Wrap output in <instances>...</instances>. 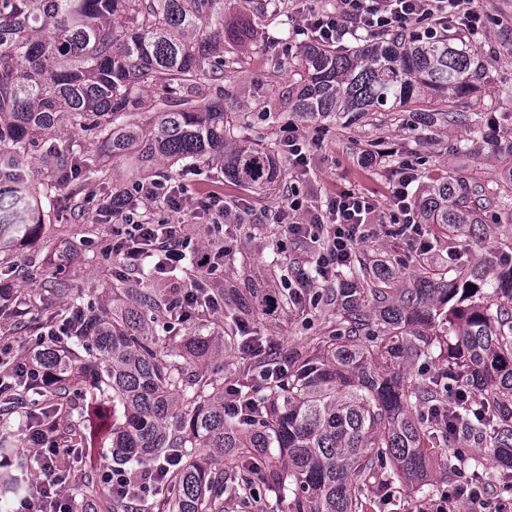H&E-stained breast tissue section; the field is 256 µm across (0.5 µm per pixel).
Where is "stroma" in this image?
<instances>
[{
  "mask_svg": "<svg viewBox=\"0 0 512 512\" xmlns=\"http://www.w3.org/2000/svg\"><path fill=\"white\" fill-rule=\"evenodd\" d=\"M266 0H254L251 9L241 7V0H219L225 29L251 22L257 34L243 44L225 43V57L234 59V67L224 71V87L243 104L240 136L250 138L273 151H281L289 129H297L310 146L305 173L284 166L274 189L269 192L246 190L225 178L222 170L207 161L193 168L175 166L167 176L182 182L188 202L184 212L169 215L173 224H181L193 239L207 241L210 218L199 208L209 191L223 194L228 209L226 234L237 239L238 247L224 258L223 273L207 279L210 288H261L282 292L288 279L308 269L306 253L289 244L283 227L273 220L284 187L292 185L304 205H320L325 196L355 190L387 206L388 197L400 165L409 163L418 179L412 184L414 195H422L430 178L459 165L482 183L490 185L499 177L500 158L491 149L492 141L512 135V59L505 50L512 45V0H480L484 27L477 36L486 60V79L479 98L487 104L478 112L475 100L461 99L456 107L472 112L486 131L475 143L466 161L449 153L448 141L453 133L446 125L427 126L415 111L383 110L366 121L314 124L298 120L288 109V90L295 76L293 62L300 49L298 36H283L277 20L267 13ZM375 157L373 165L364 160ZM126 174L123 162L108 163L86 185L78 197L67 189L57 188L45 203V224L38 237L18 241L7 257L0 261V281L22 293L35 294L33 303L24 305L20 316L0 325L7 332L12 350L29 354L37 336L33 326L47 318L65 313L69 300L41 294L40 283L32 279L34 271L48 269L67 280L80 295V305L93 310L111 303L117 288L135 287L142 276L126 272L104 252L112 227L97 221L99 202L112 191V181ZM484 223L493 231L490 237L476 241L462 233L453 241H437L432 256L421 259L406 240L392 234L389 227H378L374 237L358 247L365 263L377 262L388 267L402 286L416 281L424 269L448 265L449 253H458L462 263L472 264L489 254H512V220L505 213H485ZM336 324L332 307L318 304L307 312L276 310L252 322L253 332L274 339L280 353L309 346L313 337L321 336ZM448 451L433 452L422 490L408 492L396 486L369 492L364 512H431L441 496L458 484L459 476L447 465Z\"/></svg>",
  "mask_w": 512,
  "mask_h": 512,
  "instance_id": "obj_1",
  "label": "stroma"
}]
</instances>
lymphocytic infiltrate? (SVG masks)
Segmentation results:
<instances>
[{"mask_svg": "<svg viewBox=\"0 0 512 512\" xmlns=\"http://www.w3.org/2000/svg\"><path fill=\"white\" fill-rule=\"evenodd\" d=\"M453 16L459 28L474 36L483 27V15L478 0H336L334 10L310 15L302 30L314 40L338 43L344 35L366 33L375 35L388 31L418 28L420 35L435 34L434 24L441 15ZM415 175L410 167H402L392 192L390 205L393 221L398 224L413 252L430 255L432 246L418 220V211L409 195ZM160 203L168 211L180 212L184 196L180 186L165 177L150 182H137L113 200L103 201L99 216L111 221L112 239L106 249L124 269L138 270L145 260H153L156 272L180 271L185 275L182 285L173 287L172 308L183 317L192 313H213L217 306L203 297L200 289L208 276L224 263L229 245L191 250L190 238L183 225L171 224L154 215L140 212V203ZM302 203L294 191H287L281 208L284 232L288 239L310 249L318 273L317 279L298 274L288 285V291L298 310L307 309L317 298L319 288L334 285L347 267L358 243L374 234V218L378 209L375 200L347 191L329 198L325 208L310 212L306 221L296 215ZM26 447L31 458L39 460L42 470L51 468L54 459L71 463L81 460L79 449L67 446L56 437L37 428L34 420L25 425ZM163 471L147 467L139 473L105 470L102 479L112 494L138 496L158 483ZM488 485L481 480L464 478L437 504L435 512H457L461 502L469 503L472 512H507L506 501L490 503ZM21 512H85L81 501L67 489L64 482L50 475L31 496L25 497Z\"/></svg>", "mask_w": 512, "mask_h": 512, "instance_id": "1", "label": "lymphocytic infiltrate"}]
</instances>
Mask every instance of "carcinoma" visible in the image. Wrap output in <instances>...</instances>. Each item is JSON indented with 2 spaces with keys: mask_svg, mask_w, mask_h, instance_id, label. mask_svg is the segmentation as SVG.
I'll return each mask as SVG.
<instances>
[{
  "mask_svg": "<svg viewBox=\"0 0 512 512\" xmlns=\"http://www.w3.org/2000/svg\"><path fill=\"white\" fill-rule=\"evenodd\" d=\"M213 9L214 0H0V254L37 233L53 188L75 196L101 170L81 143L55 142L63 123L138 173L211 159L241 186L270 189L281 173L275 155L234 139L240 115L224 101V22ZM297 68L289 104L301 119L356 121L378 107L411 106L469 139L481 135L453 104L484 82V61L475 45L453 46L446 33L381 38L347 53L312 42ZM205 84L215 97L202 98ZM35 151L53 182L37 180ZM509 207L512 165L494 188L450 168L418 199L421 223L450 238L466 227L485 238L482 212ZM343 283L328 293L343 331L289 351L287 376L240 414L224 411V384L203 370L237 336L197 331L160 350L148 312L161 316L170 305L149 288H126L124 304L82 312L39 359L59 377L57 397L83 385L121 418L105 437L112 467L134 472L181 457L153 512H224L228 491L246 507L261 468L290 512H362L365 491L380 480L416 488L434 439L465 447L463 424L478 423L492 460L512 449V262L450 264L401 288L389 269L357 258ZM45 285L57 296L73 292L53 276ZM212 293L233 323L267 312L255 292ZM441 342L442 377L408 378V365L430 360ZM475 388L484 399L471 405L465 396ZM20 392H32L22 379L0 389V403ZM65 417L61 436L90 447L92 416ZM1 453L12 458L4 490L21 498L28 459L10 447ZM60 472L85 498L101 491L89 472L65 464Z\"/></svg>",
  "mask_w": 512,
  "mask_h": 512,
  "instance_id": "carcinoma-1",
  "label": "carcinoma"
}]
</instances>
